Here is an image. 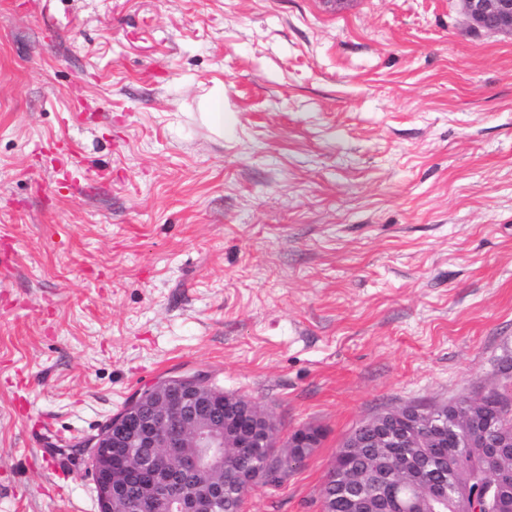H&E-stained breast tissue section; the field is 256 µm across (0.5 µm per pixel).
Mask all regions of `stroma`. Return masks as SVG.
I'll list each match as a JSON object with an SVG mask.
<instances>
[{"label":"stroma","mask_w":512,"mask_h":512,"mask_svg":"<svg viewBox=\"0 0 512 512\" xmlns=\"http://www.w3.org/2000/svg\"><path fill=\"white\" fill-rule=\"evenodd\" d=\"M511 353L512 37L458 0H0V512H99L87 441L193 370L322 433L242 512H322L356 425Z\"/></svg>","instance_id":"obj_1"}]
</instances>
